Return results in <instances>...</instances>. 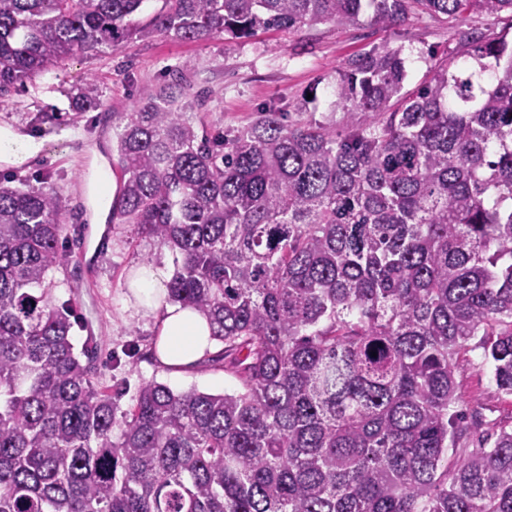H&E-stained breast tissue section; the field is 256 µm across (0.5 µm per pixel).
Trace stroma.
<instances>
[{"instance_id": "stroma-1", "label": "stroma", "mask_w": 512, "mask_h": 512, "mask_svg": "<svg viewBox=\"0 0 512 512\" xmlns=\"http://www.w3.org/2000/svg\"><path fill=\"white\" fill-rule=\"evenodd\" d=\"M469 28L503 32L512 29V16L473 13L448 23L416 13L389 28L324 23L295 32H260L243 39L218 35L193 43L163 37L149 43L136 41L102 57L67 59L26 82L10 101L0 103V128L57 146L54 152L9 162L8 175L14 186L23 189L40 187L42 176H50L60 196L61 217L69 229L65 244L69 259L52 272V293L57 301L73 303L78 317L73 333L76 344L95 339L99 382L111 387L119 411L129 409L145 381L164 383L176 392L195 389L213 394L233 390L236 381L224 370L219 343L213 348L216 360L204 359L194 367L173 372L156 355L154 319L126 305V282L133 267L148 262L174 270L169 250L137 236L129 224H107L105 248L91 240L88 185L94 149L104 151L114 181L123 177L112 140L117 117L133 111L147 92L167 84L172 70L187 62L191 68L185 74L186 83L192 89L211 92L201 114L209 127H242L266 106L290 108L311 93L317 96L309 106L315 118L340 127L345 117L334 104L333 87L336 72L347 57L375 46L401 50L408 69L404 87L411 90L428 79L431 65L456 55V32ZM90 73L98 77L104 105L83 113L75 123L71 97ZM41 112L49 113V120L37 121ZM456 381L460 408L466 412L481 409L482 432H492L496 423L512 420V397L496 394L479 352L460 359Z\"/></svg>"}]
</instances>
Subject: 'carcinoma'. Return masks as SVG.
<instances>
[{
  "mask_svg": "<svg viewBox=\"0 0 512 512\" xmlns=\"http://www.w3.org/2000/svg\"><path fill=\"white\" fill-rule=\"evenodd\" d=\"M457 21L512 0H0V102L129 40L366 21ZM404 90L400 50L339 69L343 131L269 108L209 133L172 82L119 117L112 220L176 254L169 300L209 319L240 387L141 384L117 415L49 273L67 227L49 185L0 180V512H512V421L458 409L482 350L512 396V41L471 29ZM78 111L102 106L88 74ZM376 356H371V353Z\"/></svg>",
  "mask_w": 512,
  "mask_h": 512,
  "instance_id": "cac0c4a2",
  "label": "carcinoma"
}]
</instances>
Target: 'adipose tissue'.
I'll use <instances>...</instances> for the list:
<instances>
[{"label": "adipose tissue", "instance_id": "adipose-tissue-1", "mask_svg": "<svg viewBox=\"0 0 512 512\" xmlns=\"http://www.w3.org/2000/svg\"><path fill=\"white\" fill-rule=\"evenodd\" d=\"M170 275L151 265L138 267L130 290L145 314L157 317L156 351L165 365L182 370L201 360L214 341L205 317L198 311L167 301Z\"/></svg>", "mask_w": 512, "mask_h": 512}]
</instances>
